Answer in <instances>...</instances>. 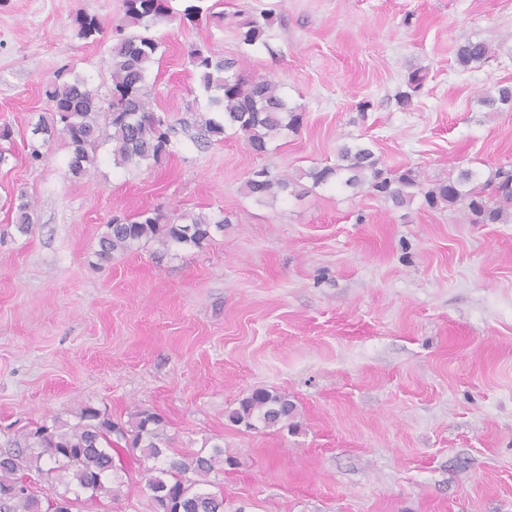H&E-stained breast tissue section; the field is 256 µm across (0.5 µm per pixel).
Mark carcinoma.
I'll use <instances>...</instances> for the list:
<instances>
[{
	"instance_id": "carcinoma-1",
	"label": "carcinoma",
	"mask_w": 512,
	"mask_h": 512,
	"mask_svg": "<svg viewBox=\"0 0 512 512\" xmlns=\"http://www.w3.org/2000/svg\"><path fill=\"white\" fill-rule=\"evenodd\" d=\"M124 16L118 31L136 29L124 35L109 49L111 85L106 92L91 90L85 83L68 80L59 73L48 84L45 95L50 102L49 116L40 120L36 132L40 142L28 144L29 160L36 163L46 157L44 146L50 139L64 138L72 150L71 174L84 175L95 167L98 152L111 146L115 164L137 167L159 159L169 152L173 126L153 108L147 77L158 61L161 47L156 39L137 33L172 18L170 0H123ZM77 35L97 39L102 26L94 16L76 17ZM265 24L248 19L242 24L241 40L248 45L263 42ZM490 58V48L482 40H468L460 45L456 59L466 68ZM191 61L203 88L210 97L215 116L192 124L193 139L209 144L226 131L241 138L258 154L285 131L297 130L303 122L302 109L289 104L279 86L268 79L234 74L226 75L232 64L213 60L210 53L197 47ZM423 84V76L409 74L407 90L398 95L403 106ZM479 102L490 112L512 111V86L499 85L483 92ZM379 159L363 143L344 144L335 166L312 168L302 174L312 186L332 179L353 190L369 189L402 206L414 199L419 183L410 171L388 177L378 168ZM248 196L258 202L275 200L285 193L303 191L299 179L277 176L265 168L255 170L245 183ZM425 201L434 207L440 203L465 204L467 215L475 224L506 223L512 220V171L498 170L484 182L470 169L456 179L433 186ZM33 204L20 196L16 224L29 231ZM99 239L96 255L109 261L116 253L140 248L151 242L163 247L173 243L199 246L210 237L211 222L203 215H181L171 222L157 211H142L124 219H113ZM295 405L287 396L257 390L242 399L228 419L235 425L254 428L260 423L270 428L286 426L294 417ZM76 422L56 420L24 436V447L0 453V512H71L68 493L83 492L88 500L117 495L112 487L113 456H129L138 464L140 480L149 491L154 512H224V494L203 492L199 486L210 483V476L224 471V449L199 450L187 459L164 457L166 423L150 410H137L121 424L91 405L74 412ZM153 461L146 466L144 462ZM34 471L48 484L40 491L28 479Z\"/></svg>"
}]
</instances>
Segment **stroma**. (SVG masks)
<instances>
[{
  "mask_svg": "<svg viewBox=\"0 0 512 512\" xmlns=\"http://www.w3.org/2000/svg\"><path fill=\"white\" fill-rule=\"evenodd\" d=\"M192 2L172 0L174 19L151 30L155 111L211 114L188 56L198 46L278 82L301 127L264 154L179 130L159 163L119 167L105 147L76 177L64 140L38 164L27 143L59 69L110 85L123 0H0V126L13 130L0 164V450L83 403L116 421L150 409L167 420V455L223 447L224 512H512V222L333 184L262 203L243 191L256 169L332 166L352 142L426 189L512 168V112L478 101L512 84V0H207L217 19L181 23ZM79 14L101 21L97 40L78 37ZM263 14V43H243L241 23ZM475 38L492 56L461 70L456 51ZM416 70L423 86L400 106ZM154 209L222 227L198 247L98 260L113 216ZM257 389L288 396L293 427L228 421ZM115 475L117 499L72 512H152L136 465Z\"/></svg>",
  "mask_w": 512,
  "mask_h": 512,
  "instance_id": "obj_1",
  "label": "stroma"
}]
</instances>
